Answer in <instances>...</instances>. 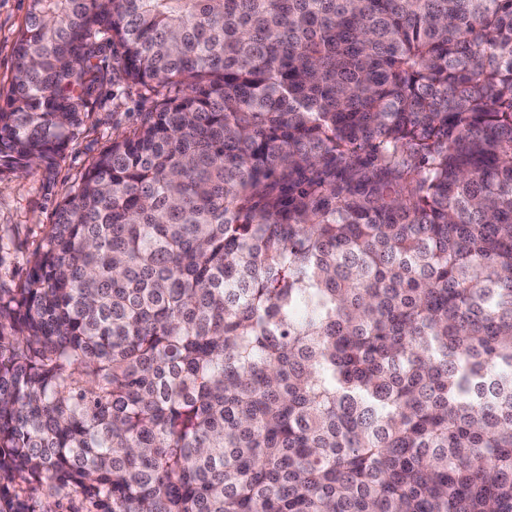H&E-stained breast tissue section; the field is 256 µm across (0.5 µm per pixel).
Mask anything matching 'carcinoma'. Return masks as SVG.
Instances as JSON below:
<instances>
[{
    "mask_svg": "<svg viewBox=\"0 0 512 512\" xmlns=\"http://www.w3.org/2000/svg\"><path fill=\"white\" fill-rule=\"evenodd\" d=\"M157 103L0 331V512H512V0H30L0 158Z\"/></svg>",
    "mask_w": 512,
    "mask_h": 512,
    "instance_id": "cac0c4a2",
    "label": "carcinoma"
}]
</instances>
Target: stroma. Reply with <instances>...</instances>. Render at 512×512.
<instances>
[{
  "label": "stroma",
  "instance_id": "obj_1",
  "mask_svg": "<svg viewBox=\"0 0 512 512\" xmlns=\"http://www.w3.org/2000/svg\"><path fill=\"white\" fill-rule=\"evenodd\" d=\"M29 4L30 0H0L1 96L10 88L13 47ZM154 101L153 94L140 86L104 85L53 163L16 172L0 166V288L11 291L23 286L34 252L89 164L117 135L136 127Z\"/></svg>",
  "mask_w": 512,
  "mask_h": 512
}]
</instances>
